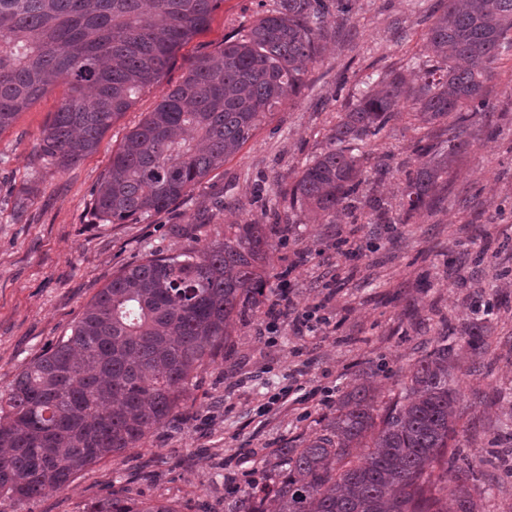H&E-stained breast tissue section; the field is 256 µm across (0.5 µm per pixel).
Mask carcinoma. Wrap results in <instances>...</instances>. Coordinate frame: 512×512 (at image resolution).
<instances>
[{
    "label": "carcinoma",
    "mask_w": 512,
    "mask_h": 512,
    "mask_svg": "<svg viewBox=\"0 0 512 512\" xmlns=\"http://www.w3.org/2000/svg\"><path fill=\"white\" fill-rule=\"evenodd\" d=\"M222 0H0V132L62 83L68 94L44 128L37 156L65 169L161 85L177 51L210 23ZM348 20L353 0H278L271 14L204 55L112 153L92 196L102 223L167 211L238 154L274 109L293 100L321 59L323 18ZM428 70L414 84L383 77L339 113L325 148L288 190L272 222L233 224L224 239L177 255L152 254L112 274L68 336L34 359L0 394V512L63 490L90 465L137 448L178 416L198 369L216 361L231 324L263 294L260 269L288 211L327 223L349 209L377 137L406 104L440 125L448 148L418 143L407 173L406 215L448 182L472 127L490 126L486 83L512 49V0H445L427 26ZM374 391L343 394L324 434L283 448L286 469L225 512H445L433 476L457 482L455 512H476V473L448 454L457 393L448 349L413 365L409 395L374 415ZM86 512H176L114 491Z\"/></svg>",
    "instance_id": "carcinoma-1"
}]
</instances>
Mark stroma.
<instances>
[{
  "label": "stroma",
  "instance_id": "1",
  "mask_svg": "<svg viewBox=\"0 0 512 512\" xmlns=\"http://www.w3.org/2000/svg\"><path fill=\"white\" fill-rule=\"evenodd\" d=\"M276 3L224 0L209 27L180 50L165 83L180 82L200 54L223 46ZM440 5L355 0L347 22L327 16L324 60L299 96L279 106L189 198L149 218L102 224L91 202L113 150L153 109L157 90L142 93L94 153L63 170L42 168L35 155L65 85L21 113L0 132V393L69 335L121 267L204 246L228 224L266 222L265 207L283 206V191L325 147L337 113L387 72L423 78V69L408 62L421 53L427 18ZM486 100L493 134L477 135L447 187L405 224L400 203L414 144L438 130L401 108L363 147L370 157L390 159L386 174L369 171L365 188L381 205L379 223H369L364 207L332 224L305 214L273 234L264 296L234 321L223 358L198 371L181 415L21 512H83L115 491L170 502L177 512H224L226 501L268 480L280 449L320 436L343 393L366 383L378 407L402 400L415 361L443 347L458 390L449 446L481 476L472 490L479 512H512V456L492 455L512 449V51L499 60ZM288 266L293 302H324L330 324L299 336L286 317L271 343L256 328ZM299 387L310 400H287Z\"/></svg>",
  "mask_w": 512,
  "mask_h": 512
}]
</instances>
